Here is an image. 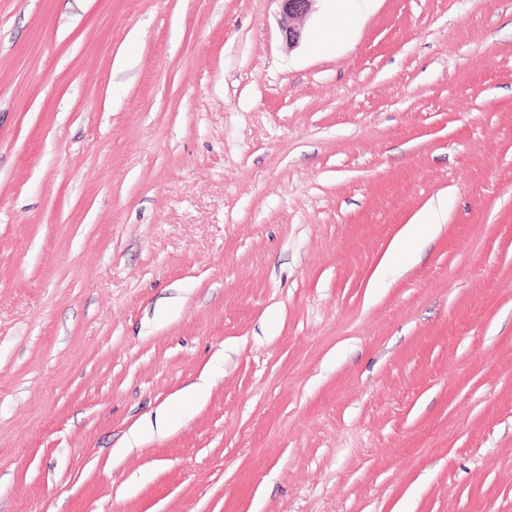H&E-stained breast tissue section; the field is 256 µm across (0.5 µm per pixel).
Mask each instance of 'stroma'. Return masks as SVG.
<instances>
[{"label": "stroma", "instance_id": "35a3bbf8", "mask_svg": "<svg viewBox=\"0 0 512 512\" xmlns=\"http://www.w3.org/2000/svg\"><path fill=\"white\" fill-rule=\"evenodd\" d=\"M335 9L0 0V512H512V0ZM316 0H277L282 16V31L288 46L302 39L307 19ZM437 207L427 208L419 217L416 224H407L401 236L392 244L391 251L393 256H403L405 254L406 243L419 236L426 224H435L438 218Z\"/></svg>", "mask_w": 512, "mask_h": 512}]
</instances>
